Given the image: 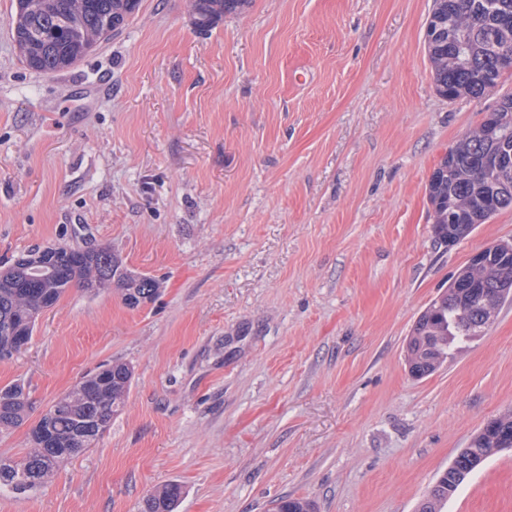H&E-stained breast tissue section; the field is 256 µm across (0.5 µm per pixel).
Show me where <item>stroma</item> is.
<instances>
[{
	"mask_svg": "<svg viewBox=\"0 0 512 512\" xmlns=\"http://www.w3.org/2000/svg\"><path fill=\"white\" fill-rule=\"evenodd\" d=\"M191 0H141L74 69L30 70L0 0V265L92 242L159 284L137 308L74 287L0 386L33 410L0 431L31 449L85 374L134 380L95 447L0 512H416L489 420L512 411V303L431 376L406 340L472 255L512 241V208L455 245L432 234L441 158L504 96H440L424 49L433 0H252L197 32ZM305 83H297L299 72ZM443 512H512V451ZM181 494V487L178 484L162 485L144 500L142 512H175Z\"/></svg>",
	"mask_w": 512,
	"mask_h": 512,
	"instance_id": "stroma-1",
	"label": "stroma"
}]
</instances>
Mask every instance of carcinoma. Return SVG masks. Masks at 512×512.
<instances>
[{
    "mask_svg": "<svg viewBox=\"0 0 512 512\" xmlns=\"http://www.w3.org/2000/svg\"><path fill=\"white\" fill-rule=\"evenodd\" d=\"M251 0H192L191 20L209 31L227 14H241ZM140 0H16L10 26L22 61L33 71L71 69L98 44L121 30ZM425 49L439 95L480 99L502 71L499 58L512 53V0H433ZM432 229L445 246L468 237L497 212L512 207V96L488 113L482 128L449 148L428 184ZM90 293L115 288L136 308L152 300L158 283L126 268L108 246L36 247L0 269V361L28 344L39 315L69 288ZM512 301V243L501 242L468 262L448 289L418 316L407 339L409 373L424 378L442 368L455 351L484 334L499 307ZM133 368L114 362L84 376L42 413L32 433L33 449L21 461L0 458V486L35 489L93 443L123 410ZM32 410L25 385L0 387V429L22 422ZM512 448V413L488 421L434 482L418 512H442L476 469ZM181 487L165 484L144 500L142 512H176ZM273 512H315L307 498H283Z\"/></svg>",
    "mask_w": 512,
    "mask_h": 512,
    "instance_id": "1",
    "label": "carcinoma"
}]
</instances>
